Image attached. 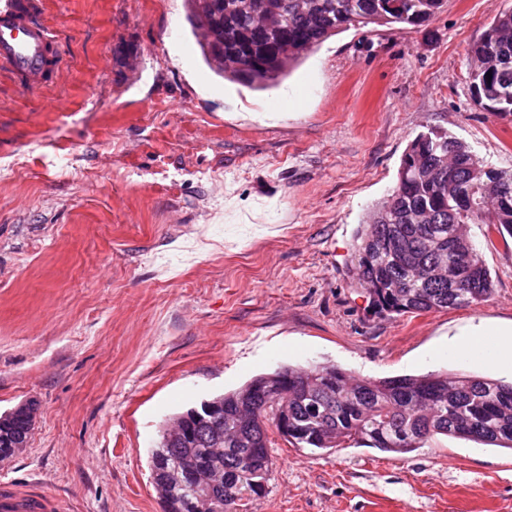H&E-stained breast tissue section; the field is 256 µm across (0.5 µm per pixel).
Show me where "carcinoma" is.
Here are the masks:
<instances>
[{
    "mask_svg": "<svg viewBox=\"0 0 512 512\" xmlns=\"http://www.w3.org/2000/svg\"><path fill=\"white\" fill-rule=\"evenodd\" d=\"M187 21L209 68L218 76L266 90L286 77L315 47L354 24L420 25L447 0H186ZM472 103L512 117V10L470 44ZM492 73L487 77L486 73ZM486 184L483 165L454 134L419 133L404 153L398 182L373 207L355 234L353 278L378 316L467 307L490 297L493 280L481 254L458 224L486 225V243L512 251V169ZM288 381V443L329 450L364 445L408 454L437 436L512 451V382L456 373L394 379L349 375L334 365L281 366ZM267 374L221 395L224 430L215 435L202 407L177 415L186 439L160 430L150 461L170 486L167 512H189L198 483L186 468L208 473L218 512H246L267 493L276 405L249 389ZM31 416H0V456L26 448Z\"/></svg>",
    "mask_w": 512,
    "mask_h": 512,
    "instance_id": "carcinoma-1",
    "label": "carcinoma"
}]
</instances>
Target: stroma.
<instances>
[{
  "label": "stroma",
  "instance_id": "obj_1",
  "mask_svg": "<svg viewBox=\"0 0 512 512\" xmlns=\"http://www.w3.org/2000/svg\"><path fill=\"white\" fill-rule=\"evenodd\" d=\"M59 64L0 67V414L31 402L0 483L66 512H162L169 418L283 365L383 379L512 381L460 356L512 333V252L468 227L494 280L469 307L380 318L351 277L356 229L439 127L512 168V121L474 107L467 48L512 0H447L420 26L355 25L276 87L215 75L185 0H34ZM138 48L127 67L115 51ZM250 512H512V451L436 436L406 454L278 442Z\"/></svg>",
  "mask_w": 512,
  "mask_h": 512
}]
</instances>
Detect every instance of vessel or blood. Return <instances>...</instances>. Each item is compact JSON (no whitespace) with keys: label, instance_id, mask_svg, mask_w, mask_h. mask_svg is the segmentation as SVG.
<instances>
[{"label":"vessel or blood","instance_id":"1","mask_svg":"<svg viewBox=\"0 0 512 512\" xmlns=\"http://www.w3.org/2000/svg\"><path fill=\"white\" fill-rule=\"evenodd\" d=\"M53 43L48 28L34 15L32 0H0V65L21 77L26 87L41 86ZM0 512H63L55 499L0 484Z\"/></svg>","mask_w":512,"mask_h":512}]
</instances>
